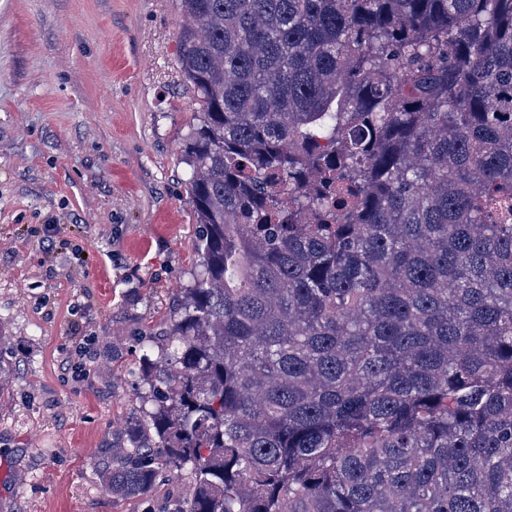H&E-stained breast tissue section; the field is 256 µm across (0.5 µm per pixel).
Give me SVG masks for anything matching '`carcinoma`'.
<instances>
[{
  "mask_svg": "<svg viewBox=\"0 0 512 512\" xmlns=\"http://www.w3.org/2000/svg\"><path fill=\"white\" fill-rule=\"evenodd\" d=\"M180 4L200 264L104 490L512 512V0Z\"/></svg>",
  "mask_w": 512,
  "mask_h": 512,
  "instance_id": "1",
  "label": "carcinoma"
}]
</instances>
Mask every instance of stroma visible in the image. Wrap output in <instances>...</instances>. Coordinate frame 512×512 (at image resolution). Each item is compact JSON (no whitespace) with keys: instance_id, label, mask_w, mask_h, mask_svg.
I'll use <instances>...</instances> for the list:
<instances>
[{"instance_id":"stroma-1","label":"stroma","mask_w":512,"mask_h":512,"mask_svg":"<svg viewBox=\"0 0 512 512\" xmlns=\"http://www.w3.org/2000/svg\"><path fill=\"white\" fill-rule=\"evenodd\" d=\"M180 21L179 0H0V512H146L99 465L140 410L138 338L198 265Z\"/></svg>"}]
</instances>
